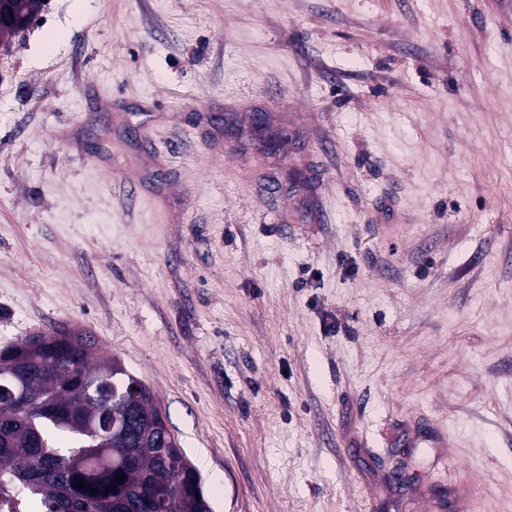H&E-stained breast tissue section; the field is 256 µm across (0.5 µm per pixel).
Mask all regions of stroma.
Segmentation results:
<instances>
[{
	"label": "stroma",
	"mask_w": 512,
	"mask_h": 512,
	"mask_svg": "<svg viewBox=\"0 0 512 512\" xmlns=\"http://www.w3.org/2000/svg\"><path fill=\"white\" fill-rule=\"evenodd\" d=\"M62 330L211 512H512V6L44 0L0 42V349Z\"/></svg>",
	"instance_id": "obj_1"
}]
</instances>
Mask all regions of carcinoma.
<instances>
[{"mask_svg":"<svg viewBox=\"0 0 512 512\" xmlns=\"http://www.w3.org/2000/svg\"><path fill=\"white\" fill-rule=\"evenodd\" d=\"M18 359L31 369L11 382L0 377V385L24 390L45 413L30 422L13 396L0 392L1 503L24 489L45 512H210L195 467L178 465L179 447L160 441L149 420L129 432L130 413L151 415L156 406L149 387L118 359L61 339L34 352L1 350L0 369ZM95 414L116 421L112 435L94 439L76 423Z\"/></svg>","mask_w":512,"mask_h":512,"instance_id":"1","label":"carcinoma"}]
</instances>
